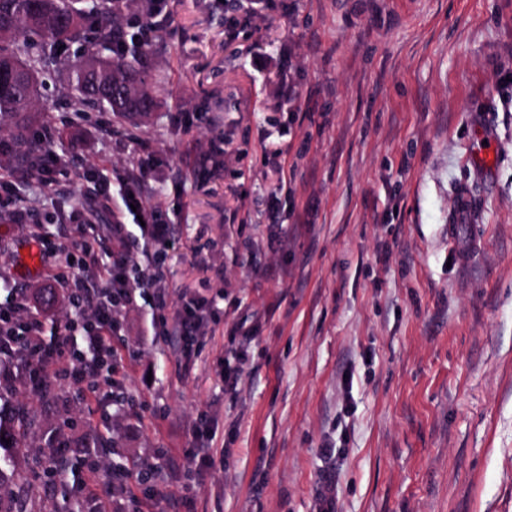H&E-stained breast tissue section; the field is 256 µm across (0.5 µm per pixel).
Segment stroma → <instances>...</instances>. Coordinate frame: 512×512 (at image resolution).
<instances>
[{
  "instance_id": "obj_1",
  "label": "stroma",
  "mask_w": 512,
  "mask_h": 512,
  "mask_svg": "<svg viewBox=\"0 0 512 512\" xmlns=\"http://www.w3.org/2000/svg\"><path fill=\"white\" fill-rule=\"evenodd\" d=\"M146 49L137 127L80 106L64 78L81 48L57 55L40 102L68 174L53 201L15 173L33 222H0V301L35 295L61 263L20 269L34 225L62 239L86 169L155 157L147 203L172 245L162 305L112 337L125 408L76 404L51 429L155 468L164 496L126 512H317L329 467L337 512H512V0H176ZM187 293L224 297L188 360L156 327Z\"/></svg>"
}]
</instances>
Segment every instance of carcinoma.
Returning a JSON list of instances; mask_svg holds the SVG:
<instances>
[{
  "label": "carcinoma",
  "instance_id": "cac0c4a2",
  "mask_svg": "<svg viewBox=\"0 0 512 512\" xmlns=\"http://www.w3.org/2000/svg\"><path fill=\"white\" fill-rule=\"evenodd\" d=\"M121 23L114 0H0V64L12 67L10 80L0 84V127L10 124L11 146L25 161L27 171L36 169L46 150L31 138L39 121L36 105L41 88L51 78L52 54L66 44H85L87 53L68 70V85L81 104L102 105L113 115L141 121L153 111L149 71L142 55L132 59L104 54ZM43 421L28 409L10 424L0 423V512H36L25 500L11 496L3 484L4 468L28 459L27 438L36 436ZM55 484L68 487L69 466L61 461H31Z\"/></svg>",
  "mask_w": 512,
  "mask_h": 512
}]
</instances>
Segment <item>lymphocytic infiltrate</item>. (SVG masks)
Here are the masks:
<instances>
[{
  "instance_id": "obj_1",
  "label": "lymphocytic infiltrate",
  "mask_w": 512,
  "mask_h": 512,
  "mask_svg": "<svg viewBox=\"0 0 512 512\" xmlns=\"http://www.w3.org/2000/svg\"><path fill=\"white\" fill-rule=\"evenodd\" d=\"M172 0H148V20H135L122 30L112 47L113 57L126 56L131 47L149 42L157 29L158 20L169 19ZM155 163L148 158L137 159L127 175L117 177L115 184L99 179L94 170H86L89 198L105 204L113 194H120L124 207H136L144 221L141 228L154 245L169 246L167 226L145 201V186ZM62 223L75 227L76 233L65 246L51 239L43 244L48 254L64 253L66 269L57 273L52 291L63 294L71 312L59 328L53 345H46L39 321L28 319L27 294L17 293L0 302V356L21 364L25 383L39 391L51 379L67 383H91L93 392H114L116 375L122 368V358L112 347V334L121 324L127 310L136 308L146 289L160 288L161 256L153 254L149 266L134 262L123 250H115L107 271L94 265L93 243L88 235V212L71 207L61 215ZM216 305L208 298L194 299L181 305L173 317L172 330L179 338L183 354H191L198 336L204 335L208 320ZM102 458L91 455L87 471L76 482V492L83 512H111L114 495L125 493V475L102 477Z\"/></svg>"
}]
</instances>
